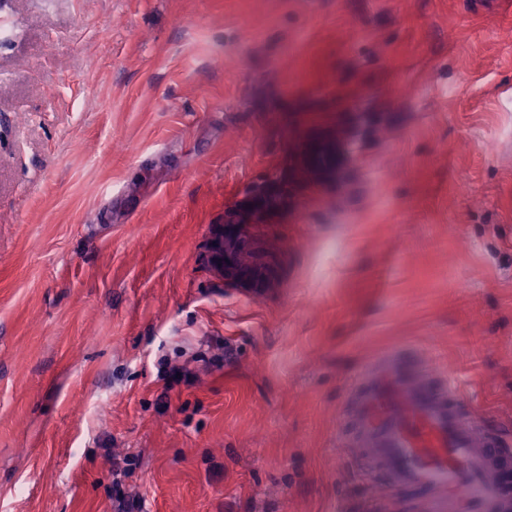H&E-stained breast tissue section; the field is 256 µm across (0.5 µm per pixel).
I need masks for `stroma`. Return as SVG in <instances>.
I'll use <instances>...</instances> for the list:
<instances>
[{"label": "stroma", "mask_w": 512, "mask_h": 512, "mask_svg": "<svg viewBox=\"0 0 512 512\" xmlns=\"http://www.w3.org/2000/svg\"><path fill=\"white\" fill-rule=\"evenodd\" d=\"M0 31V512H412L354 431L392 348L512 449V0H0ZM269 192L254 286L211 242Z\"/></svg>", "instance_id": "obj_1"}]
</instances>
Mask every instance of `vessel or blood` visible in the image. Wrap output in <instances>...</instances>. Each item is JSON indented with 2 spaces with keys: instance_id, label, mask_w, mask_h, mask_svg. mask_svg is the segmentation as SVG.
<instances>
[{
  "instance_id": "b4317fda",
  "label": "vessel or blood",
  "mask_w": 512,
  "mask_h": 512,
  "mask_svg": "<svg viewBox=\"0 0 512 512\" xmlns=\"http://www.w3.org/2000/svg\"><path fill=\"white\" fill-rule=\"evenodd\" d=\"M426 364L401 349L381 354L364 375L359 439L382 466L392 492L418 495L416 512H512L501 475L512 457L480 432L425 376Z\"/></svg>"
}]
</instances>
